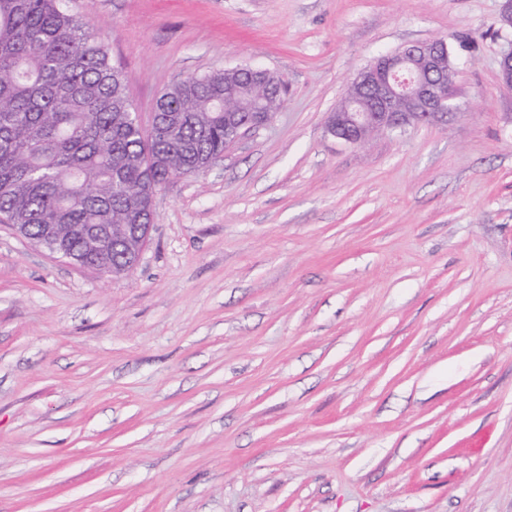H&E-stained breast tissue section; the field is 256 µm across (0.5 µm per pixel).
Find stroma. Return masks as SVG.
<instances>
[{
    "instance_id": "1",
    "label": "stroma",
    "mask_w": 512,
    "mask_h": 512,
    "mask_svg": "<svg viewBox=\"0 0 512 512\" xmlns=\"http://www.w3.org/2000/svg\"><path fill=\"white\" fill-rule=\"evenodd\" d=\"M65 4L143 128L193 74L286 94L157 191L131 274L0 223V512H512L504 0ZM438 38L460 115L328 132L374 56Z\"/></svg>"
}]
</instances>
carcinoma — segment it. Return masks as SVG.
I'll return each instance as SVG.
<instances>
[{
	"label": "carcinoma",
	"mask_w": 512,
	"mask_h": 512,
	"mask_svg": "<svg viewBox=\"0 0 512 512\" xmlns=\"http://www.w3.org/2000/svg\"><path fill=\"white\" fill-rule=\"evenodd\" d=\"M263 95L229 104L246 118ZM105 45L64 0H0V223L17 224L64 256L112 267V246L93 249L81 230L138 220L136 189L199 176L224 143V75L188 76L165 88L159 127L146 132Z\"/></svg>",
	"instance_id": "carcinoma-1"
}]
</instances>
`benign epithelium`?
I'll list each match as a JSON object with an SVG mask.
<instances>
[{
  "label": "benign epithelium",
  "instance_id": "1",
  "mask_svg": "<svg viewBox=\"0 0 512 512\" xmlns=\"http://www.w3.org/2000/svg\"><path fill=\"white\" fill-rule=\"evenodd\" d=\"M453 71L448 44L443 39L407 44L391 53L373 58L348 83L344 105L330 113L327 130L336 139L361 145L373 135L402 131L409 126L442 124L456 110L453 103V76L442 79L444 71ZM237 76L257 85L268 83L270 71L251 66L232 68ZM256 115L238 124L224 110V123L234 144L250 132L269 125L274 115L255 101ZM153 224L124 225L125 243L134 245L129 262L112 267V275L135 269L149 241Z\"/></svg>",
  "mask_w": 512,
  "mask_h": 512
}]
</instances>
